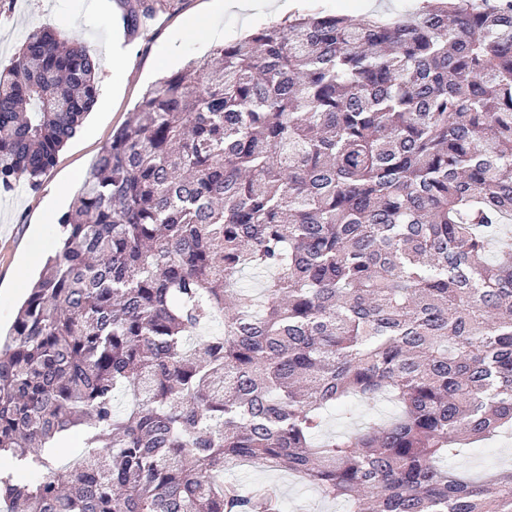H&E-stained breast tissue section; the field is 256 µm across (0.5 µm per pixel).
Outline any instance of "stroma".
Here are the masks:
<instances>
[{"label": "stroma", "mask_w": 512, "mask_h": 512, "mask_svg": "<svg viewBox=\"0 0 512 512\" xmlns=\"http://www.w3.org/2000/svg\"><path fill=\"white\" fill-rule=\"evenodd\" d=\"M113 0H6L0 6V65L13 57L26 32L34 26L54 29L61 38L90 47L103 81L112 74V47L128 46L134 66L121 74L123 89L113 94L103 84L99 91L107 95L105 106H94L76 134L59 152L54 166L42 178L38 191L17 184L10 192L0 193V327L13 322L21 295L11 290L9 281L23 252L48 257L55 248L59 226L44 224L40 213L45 200L57 187L65 189V206H72L86 170L113 132L134 111L144 92L171 69L160 62L166 47H173L179 64L212 54L215 47L239 40L274 21L272 0H257L252 10L242 13L227 10L211 18L214 38L201 44L180 29L182 20L195 12L203 0H177L176 5L159 13L152 24L138 35L128 36L123 10L112 7ZM302 11L323 10L356 20L370 10L383 7L394 13L405 12L408 0H299ZM451 467L463 477L479 479L512 467V435L480 441L456 457ZM228 481L261 483L285 503V512H342V504L322 497L310 484L294 475L259 466L225 470Z\"/></svg>", "instance_id": "35a3bbf8"}]
</instances>
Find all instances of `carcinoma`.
Here are the masks:
<instances>
[{
	"instance_id": "cac0c4a2",
	"label": "carcinoma",
	"mask_w": 512,
	"mask_h": 512,
	"mask_svg": "<svg viewBox=\"0 0 512 512\" xmlns=\"http://www.w3.org/2000/svg\"><path fill=\"white\" fill-rule=\"evenodd\" d=\"M123 4L136 34L174 0ZM97 95L92 51L32 27L0 190L38 189ZM511 223L512 0L299 14L163 77L0 336V457L42 474L0 476V512H282L224 481L256 460L349 512H512V469L444 468L512 425ZM395 414V408L385 398H381L375 403L366 404L362 401L356 402L353 407V425H349L336 418L331 419L324 429L326 435H339L353 430L361 426L362 423L369 418L390 420Z\"/></svg>"
}]
</instances>
